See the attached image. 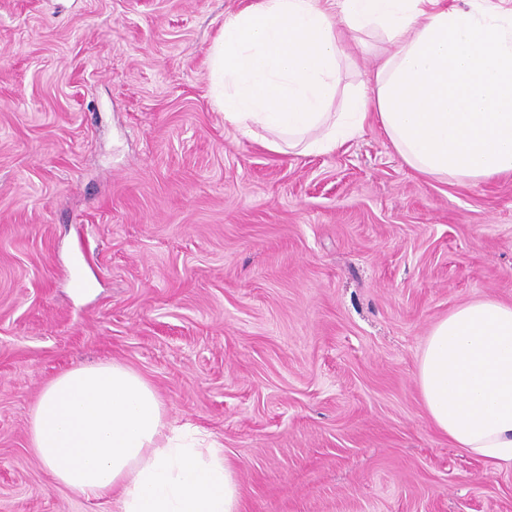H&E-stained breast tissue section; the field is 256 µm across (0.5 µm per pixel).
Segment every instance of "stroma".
I'll return each instance as SVG.
<instances>
[{
	"mask_svg": "<svg viewBox=\"0 0 512 512\" xmlns=\"http://www.w3.org/2000/svg\"><path fill=\"white\" fill-rule=\"evenodd\" d=\"M252 2L0 0V512H112L28 447L48 382L112 361L223 444L242 512H512L416 382L437 320L512 301V174H419L374 122L328 153L244 135L209 53ZM342 48L370 87L381 37Z\"/></svg>",
	"mask_w": 512,
	"mask_h": 512,
	"instance_id": "1",
	"label": "stroma"
}]
</instances>
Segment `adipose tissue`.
<instances>
[{
  "mask_svg": "<svg viewBox=\"0 0 512 512\" xmlns=\"http://www.w3.org/2000/svg\"><path fill=\"white\" fill-rule=\"evenodd\" d=\"M381 35L371 90L338 98L340 37ZM213 103L266 147L331 152L376 115L417 172L478 180L512 172V9L469 0H258L228 15L210 52ZM422 403L449 444L512 465V303L480 298L431 327L418 358ZM29 448L54 481L113 512H241L221 444L170 426L151 384L118 363L52 379Z\"/></svg>",
  "mask_w": 512,
  "mask_h": 512,
  "instance_id": "1",
  "label": "adipose tissue"
}]
</instances>
